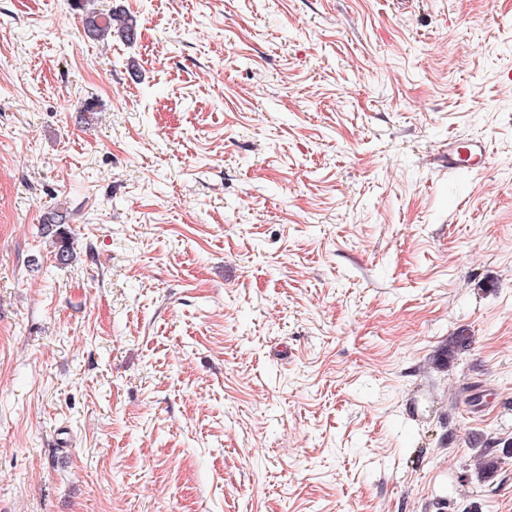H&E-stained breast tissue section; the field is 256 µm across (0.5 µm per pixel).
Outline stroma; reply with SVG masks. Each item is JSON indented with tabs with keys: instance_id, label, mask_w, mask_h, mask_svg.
I'll use <instances>...</instances> for the list:
<instances>
[{
	"instance_id": "stroma-1",
	"label": "stroma",
	"mask_w": 512,
	"mask_h": 512,
	"mask_svg": "<svg viewBox=\"0 0 512 512\" xmlns=\"http://www.w3.org/2000/svg\"><path fill=\"white\" fill-rule=\"evenodd\" d=\"M89 6L0 0V512H512V0ZM74 9L82 12L83 31L93 41L112 38L117 34L126 42L137 40L139 24L137 19L124 10L101 13L87 8L84 0H70ZM459 147L448 145V171L455 172L459 170L480 171L488 161L484 145L479 141H472L465 146L464 154ZM65 224H67L66 215L56 210L48 211L42 221L44 233L50 235L57 249L56 257L61 262H67L73 258L69 232L66 230ZM502 445L501 454L499 449H495ZM512 454V441L487 442L484 448L476 456L474 464V476L477 481L485 482L491 480L501 467L504 456Z\"/></svg>"
}]
</instances>
